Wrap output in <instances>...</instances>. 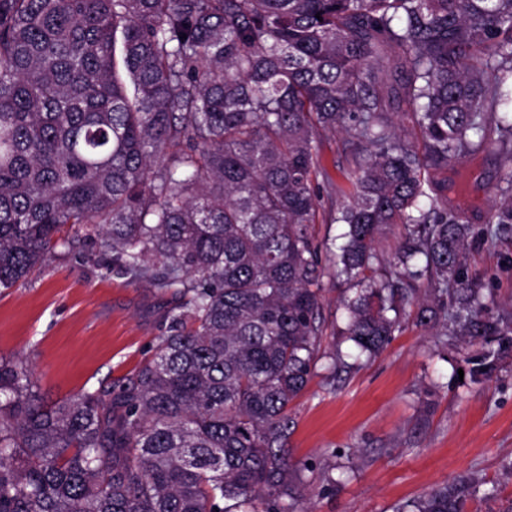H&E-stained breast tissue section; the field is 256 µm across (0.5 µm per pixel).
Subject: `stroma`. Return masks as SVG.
<instances>
[{
  "label": "stroma",
  "instance_id": "1",
  "mask_svg": "<svg viewBox=\"0 0 512 512\" xmlns=\"http://www.w3.org/2000/svg\"><path fill=\"white\" fill-rule=\"evenodd\" d=\"M316 149L318 181L336 189L318 215L323 243L342 231L331 214L349 189L353 146L339 133L319 138ZM504 174L497 148L483 147L427 177L446 185L448 209L484 231L470 242L469 275L492 295L495 311L510 316L512 228L492 221ZM110 261L83 239L0 292V355L27 361L45 404L132 377L163 332L170 295L107 271ZM323 266L322 347L330 352L342 340L343 301L354 289L331 261ZM417 304L405 305L402 329L382 352L345 372L320 361L292 403L287 448L304 478V512H396L463 477L478 485L465 512H502L512 502V346L491 378L474 380L481 345L417 324Z\"/></svg>",
  "mask_w": 512,
  "mask_h": 512
}]
</instances>
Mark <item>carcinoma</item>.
<instances>
[{
  "label": "carcinoma",
  "mask_w": 512,
  "mask_h": 512,
  "mask_svg": "<svg viewBox=\"0 0 512 512\" xmlns=\"http://www.w3.org/2000/svg\"><path fill=\"white\" fill-rule=\"evenodd\" d=\"M187 38H182V35ZM409 104L422 149L392 102ZM512 0H0V289L96 241L171 293L137 374L45 407L0 356V512H298L289 405L322 359L317 139L347 133L336 272L362 354L422 281L435 323L487 346L512 326L466 267L472 225L421 206L430 168L497 145L512 224ZM405 234L374 275L382 228ZM470 486L413 512H465Z\"/></svg>",
  "instance_id": "1"
}]
</instances>
